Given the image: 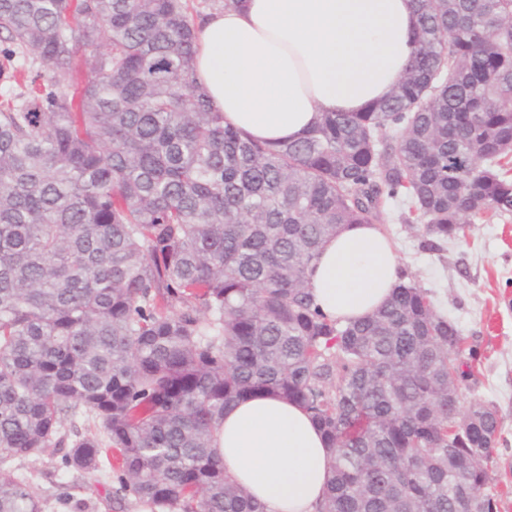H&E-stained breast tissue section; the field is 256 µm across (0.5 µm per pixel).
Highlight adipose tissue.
<instances>
[{
	"label": "adipose tissue",
	"instance_id": "1",
	"mask_svg": "<svg viewBox=\"0 0 512 512\" xmlns=\"http://www.w3.org/2000/svg\"><path fill=\"white\" fill-rule=\"evenodd\" d=\"M417 28L412 0H240L203 19L193 79L230 125L262 142L296 140L320 113L384 99ZM399 281L398 256L374 224L345 225L309 275L317 306L344 322L385 304ZM216 446L265 512H317L334 454L302 406L272 393L237 402Z\"/></svg>",
	"mask_w": 512,
	"mask_h": 512
}]
</instances>
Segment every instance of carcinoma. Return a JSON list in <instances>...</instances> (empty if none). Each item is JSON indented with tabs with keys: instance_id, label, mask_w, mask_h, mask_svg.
Returning a JSON list of instances; mask_svg holds the SVG:
<instances>
[{
	"instance_id": "carcinoma-1",
	"label": "carcinoma",
	"mask_w": 512,
	"mask_h": 512,
	"mask_svg": "<svg viewBox=\"0 0 512 512\" xmlns=\"http://www.w3.org/2000/svg\"><path fill=\"white\" fill-rule=\"evenodd\" d=\"M392 94L297 141L224 124L192 79L189 0H0L46 84L0 107V512H41L13 462L101 424L120 489L160 512H264L224 472L231 404L303 405L336 454L318 512H460L491 479L495 407L448 433L463 338L415 281L342 323L308 277L394 205L440 250L512 216V0H414ZM95 437L61 467L100 469Z\"/></svg>"
}]
</instances>
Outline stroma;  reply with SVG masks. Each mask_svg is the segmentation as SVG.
Wrapping results in <instances>:
<instances>
[{
    "instance_id": "obj_1",
    "label": "stroma",
    "mask_w": 512,
    "mask_h": 512,
    "mask_svg": "<svg viewBox=\"0 0 512 512\" xmlns=\"http://www.w3.org/2000/svg\"><path fill=\"white\" fill-rule=\"evenodd\" d=\"M381 227L396 245L402 275L425 289L463 338L459 359L472 374L460 388L461 410L477 400L497 410L501 435L486 491L494 495L497 512H512V216L475 219L439 252L422 249L423 225L402 221L398 210H385ZM64 453L52 447L14 464V473L33 477L44 512H68L61 504L66 497L96 503L97 512H152L119 498L117 482L103 473L60 468Z\"/></svg>"
}]
</instances>
